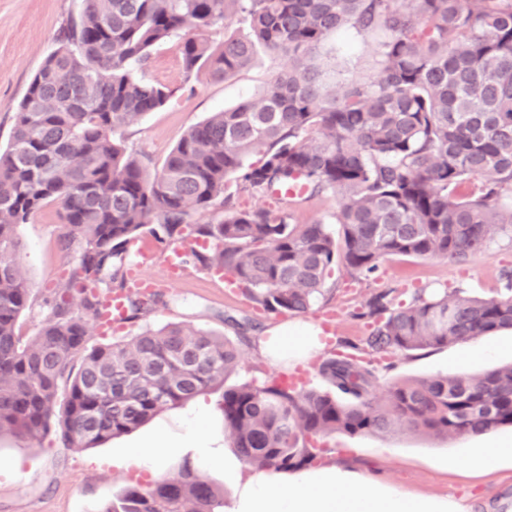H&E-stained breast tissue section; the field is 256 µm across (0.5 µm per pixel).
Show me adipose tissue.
Here are the masks:
<instances>
[{
  "instance_id": "1",
  "label": "adipose tissue",
  "mask_w": 512,
  "mask_h": 512,
  "mask_svg": "<svg viewBox=\"0 0 512 512\" xmlns=\"http://www.w3.org/2000/svg\"><path fill=\"white\" fill-rule=\"evenodd\" d=\"M324 346L314 325L282 327L260 341L274 365L303 361ZM356 473L329 464L284 475L258 472L239 484L230 512H466L451 497H411L379 484L358 488Z\"/></svg>"
}]
</instances>
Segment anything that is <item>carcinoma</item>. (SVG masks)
I'll return each instance as SVG.
<instances>
[{"mask_svg":"<svg viewBox=\"0 0 512 512\" xmlns=\"http://www.w3.org/2000/svg\"><path fill=\"white\" fill-rule=\"evenodd\" d=\"M235 17L247 33L212 47L204 34ZM346 26L380 35L378 67L329 86L311 55ZM171 40L188 80L224 81L262 52L288 58V69L260 99L190 127L150 174L116 134L175 96L147 77L152 49ZM55 41L0 151V432L37 439L53 424L66 447L94 448L223 386L238 366L228 337L181 324L89 345L88 321L124 286L127 245L153 222L268 313L307 312L334 264L360 279L391 257L464 262L512 236V0H82ZM232 175L260 197L298 181L311 196L338 195L340 236L320 221L291 223L286 208L235 207L224 196ZM51 203L63 210L76 300L54 302L25 339L17 325L30 288L16 228ZM215 207L221 219L185 232ZM503 278L505 292L488 299L419 292L394 308L381 291L354 317L369 320L364 342L376 354L512 330V271ZM160 304L158 292L132 295L127 319ZM318 373L331 390H224V432L245 463L307 468L317 459L310 438L336 432L403 425L448 438L512 426V364L401 380L382 400L352 355ZM98 512H224V494L186 461Z\"/></svg>","mask_w":512,"mask_h":512,"instance_id":"1","label":"carcinoma"}]
</instances>
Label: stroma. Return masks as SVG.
I'll return each instance as SVG.
<instances>
[{"label":"stroma","mask_w":512,"mask_h":512,"mask_svg":"<svg viewBox=\"0 0 512 512\" xmlns=\"http://www.w3.org/2000/svg\"><path fill=\"white\" fill-rule=\"evenodd\" d=\"M79 12V0H0V147H6L14 115L27 86L46 56L55 47L59 27ZM377 38L348 27L330 35L317 50L314 62L329 77L367 78L373 75ZM283 57L261 55L233 77L214 82L201 76L186 79L176 44L152 54L149 75L176 88L175 98L163 108L142 116L125 128L122 139L138 154L148 172L159 170L170 150L187 129L211 113L257 99L283 70ZM338 200L326 193L309 200H296L289 208L298 224L320 221L338 232L333 219ZM66 228L58 205L39 211L29 223L19 225L18 260L31 288L28 309L20 318L22 336L33 335L50 304L64 293L74 263L62 248ZM160 230H145L127 248L128 263L142 262L144 272L157 283L164 305L127 322L124 336L144 329L182 324L234 339L241 360L227 382L262 383L280 376V369L264 358L259 337L279 326L318 323L329 310L336 313V335L321 356L296 367L307 388L324 390L328 384L317 373L322 358L344 351L348 344H361L367 334L355 313L373 294L391 291L395 306L408 305L416 292L441 293L461 289L479 298L498 296L504 286L503 271L512 269V240L502 238L485 252L467 261L444 258H390L366 280H354L344 267L332 265L327 272L324 295L302 314H274L260 310L244 290L226 294L224 281L210 274L193 257H186L187 274L176 284L166 280L164 258L169 247ZM377 377L376 391L384 393L394 382L429 378L455 372L481 373L512 362V331H499L458 341L442 348L364 355ZM222 389L214 388L180 405L168 408L137 430L94 448H67L55 431L32 440L11 431L0 432V512H98L101 504L116 499L129 486L177 474L183 461H191L215 487L232 501L240 480L253 469L236 454L224 433ZM204 421L207 437L216 446L209 453L197 448L156 452L153 438L183 437L190 419ZM512 441V427L484 434L451 439L399 430L393 434L348 435L336 433L320 438L324 452L318 465L346 462L362 484L380 483L415 497H448L463 500L474 512H512V463L505 461L489 473L448 471L441 462L454 456L468 460L483 449ZM146 447L153 471L128 467L135 448Z\"/></svg>","instance_id":"35a3bbf8"}]
</instances>
